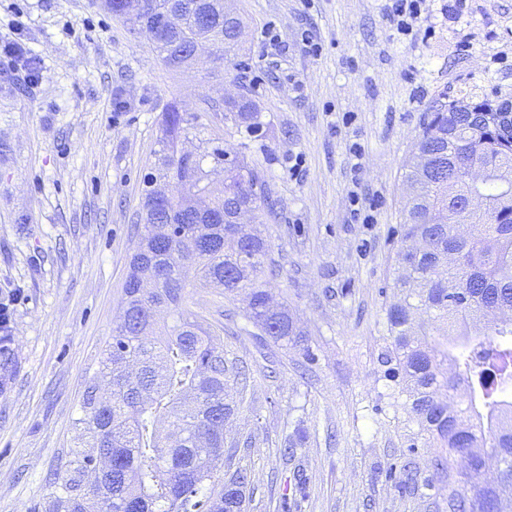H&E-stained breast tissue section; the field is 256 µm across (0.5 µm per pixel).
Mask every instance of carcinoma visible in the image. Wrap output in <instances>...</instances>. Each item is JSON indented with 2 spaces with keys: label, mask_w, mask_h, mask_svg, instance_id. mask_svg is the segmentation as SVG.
I'll use <instances>...</instances> for the list:
<instances>
[{
  "label": "carcinoma",
  "mask_w": 512,
  "mask_h": 512,
  "mask_svg": "<svg viewBox=\"0 0 512 512\" xmlns=\"http://www.w3.org/2000/svg\"><path fill=\"white\" fill-rule=\"evenodd\" d=\"M134 0H103L122 19ZM173 8L188 15L183 27L160 26ZM141 31L172 70L187 64L199 35L234 60L240 42L230 38L223 12L206 0H140ZM455 103L466 112L431 107L418 136L430 166L413 156L405 165L407 206L402 240L419 250L397 255L387 328L386 386L407 396L421 430L448 448L438 464L474 488L448 499V512H504L502 494L512 489V401L499 394L512 385V113L489 99ZM237 127L259 124L247 96L224 103ZM194 126L171 107L163 114L155 150L157 165L144 197L149 206L163 183L177 193L151 211L123 287L119 320L102 349L75 421L80 441L55 474L37 512H245L250 476L224 478L219 497L201 494L204 481L224 467V424L238 402L230 381L242 367L224 355V339L184 307L181 269L191 266L202 286L233 295L250 289L246 316L275 342L298 343L302 332L285 305L275 307L260 282L278 275L269 263L268 234L259 224H237L241 209L268 208L266 186L245 159L200 140L189 155ZM481 208L465 211L468 198ZM474 232L464 237L456 224ZM486 338L471 341L473 329ZM457 372L441 383L444 364ZM17 368L11 337L0 336V394ZM470 390L465 407L451 405L448 391ZM496 457L495 483H479L486 461Z\"/></svg>",
  "instance_id": "carcinoma-1"
}]
</instances>
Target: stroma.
Instances as JSON below:
<instances>
[{
    "mask_svg": "<svg viewBox=\"0 0 512 512\" xmlns=\"http://www.w3.org/2000/svg\"><path fill=\"white\" fill-rule=\"evenodd\" d=\"M100 3L0 0V303L18 361L0 396V512H32L76 446L172 105L263 176L279 266L264 286L304 333L288 347L258 335L246 294L185 269V306L248 376L224 427V467L253 486L246 512H277L302 479L298 512H448L462 485L436 465L446 449L383 379L404 165L439 96L512 101V0H427L413 35L388 0H232L241 64L215 52L176 72ZM231 94L256 102L257 133L225 122ZM393 464L405 489L385 478Z\"/></svg>",
    "mask_w": 512,
    "mask_h": 512,
    "instance_id": "35a3bbf8",
    "label": "stroma"
}]
</instances>
